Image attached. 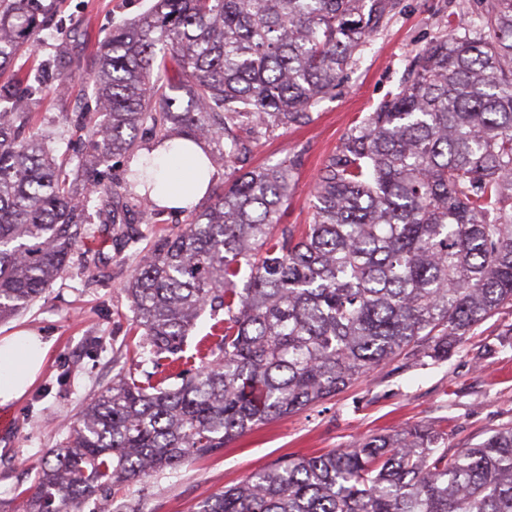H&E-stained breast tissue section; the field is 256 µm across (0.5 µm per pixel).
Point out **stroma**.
<instances>
[{"label": "stroma", "instance_id": "1", "mask_svg": "<svg viewBox=\"0 0 512 512\" xmlns=\"http://www.w3.org/2000/svg\"><path fill=\"white\" fill-rule=\"evenodd\" d=\"M150 0H59L53 21L38 35L36 63L48 65L45 92L32 107L33 126L58 154L79 159L88 137L66 122L91 103L86 75L112 26L145 11ZM476 0H401L373 33L343 83L310 113L309 121L262 138L237 167L290 159L296 189L284 218L306 224L310 190L323 162L338 150L353 124L402 85L415 53L448 29V17L465 13L476 27ZM66 59L64 71L54 63ZM98 267L89 279L83 261L59 278L30 310L0 325V337L24 328L49 341L43 369L20 400L0 407V512H25L26 495L49 448L64 441L76 413L111 384L119 370L158 380L167 366L133 355L132 313L123 291L135 259L120 239L97 231L85 244ZM512 423V307L475 327L444 361L403 356L334 398L287 418L262 424L204 460L109 490L112 512L129 498L146 512H195L209 494L282 460L347 448L358 440L416 425L444 430L456 451L480 443Z\"/></svg>", "mask_w": 512, "mask_h": 512}]
</instances>
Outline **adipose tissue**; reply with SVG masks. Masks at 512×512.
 <instances>
[{
    "label": "adipose tissue",
    "mask_w": 512,
    "mask_h": 512,
    "mask_svg": "<svg viewBox=\"0 0 512 512\" xmlns=\"http://www.w3.org/2000/svg\"><path fill=\"white\" fill-rule=\"evenodd\" d=\"M205 160L201 148L187 145L185 140H172L170 147L154 149L136 163L137 171L153 172L165 184L161 196L163 206L187 208L201 199L208 178L199 168ZM50 345L26 330L0 338V405L21 399L40 373Z\"/></svg>",
    "instance_id": "adipose-tissue-1"
}]
</instances>
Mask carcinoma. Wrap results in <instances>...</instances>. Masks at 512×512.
Returning <instances> with one entry per match:
<instances>
[{
	"label": "carcinoma",
	"instance_id": "1",
	"mask_svg": "<svg viewBox=\"0 0 512 512\" xmlns=\"http://www.w3.org/2000/svg\"><path fill=\"white\" fill-rule=\"evenodd\" d=\"M56 0H0V73L35 52ZM400 0H154L115 26L90 72L82 187L30 131L20 81L0 83V323L83 256L96 217L140 254L126 284L156 363L183 360L209 313L220 340L167 385L130 373L82 409L41 464L26 512H81L108 486L209 458L254 427L329 400L409 349L432 360L512 305V0H487L415 54L405 85L319 170L307 224H284L282 160L234 175L143 253L135 210L166 213L110 162L176 135L208 169L296 125L328 97ZM95 213H90V209ZM224 311V318L218 312ZM195 512H512V426L448 454L431 428L286 460Z\"/></svg>",
	"mask_w": 512,
	"mask_h": 512
}]
</instances>
